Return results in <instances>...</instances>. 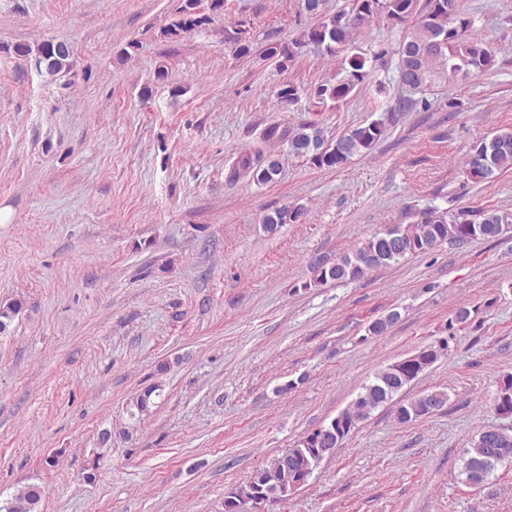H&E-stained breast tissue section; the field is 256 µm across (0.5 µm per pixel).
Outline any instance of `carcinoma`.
<instances>
[{
	"instance_id": "obj_1",
	"label": "carcinoma",
	"mask_w": 512,
	"mask_h": 512,
	"mask_svg": "<svg viewBox=\"0 0 512 512\" xmlns=\"http://www.w3.org/2000/svg\"><path fill=\"white\" fill-rule=\"evenodd\" d=\"M324 0H305L309 14L318 22L305 28L300 36L288 44L269 43L264 56L276 60L282 68L312 48L320 55L339 58L336 77L322 81L310 89L309 95L318 102L339 104L358 87L371 82L381 96L386 87L373 79L374 70L367 67L365 50L356 44L355 32L375 17L384 18L391 26L404 30L395 53L397 68L411 70L415 84L412 92L422 93L435 84L462 82L488 71L495 60L494 50L486 43L469 36L472 20L463 9L461 0H352L348 13L329 15L324 12ZM198 0H182L181 19L161 32L172 38L182 32L192 31L205 24L206 18L197 12ZM3 50L32 61L36 70L50 78L67 73L72 68V56L60 51L59 42L47 40L33 48L26 44L5 46ZM385 133L384 123L374 120L352 128L336 138H328L324 130L314 124L302 125L292 130H279V126L267 128L263 139L285 141L288 154L303 158L318 168L338 169L354 157L366 155L376 146ZM512 168V128L505 127L490 136L472 143L467 153L463 174L475 183L490 182L497 174ZM281 162L275 154H241L231 167V176L250 175L259 184H266L280 173ZM304 215L298 205L274 209L263 220L267 232L274 233L281 224L296 223ZM512 233V214L490 211L479 222L464 217H448L435 209L420 212L413 224H396L367 239L350 254L336 259L330 267L317 268L316 282L355 281L365 273L387 268L408 255L428 253L440 241L456 242L474 235L477 239L493 240ZM21 304L12 302L0 305V335L9 333L14 317ZM400 314L388 313L369 326L374 336L384 334L396 323ZM447 344L430 345L417 352L407 363L398 361L388 364L374 374V379L363 387L354 403L340 412L329 423L304 435L290 449L293 462L288 472L276 468L274 461L256 469L238 494L225 501L224 512H240L237 501L244 498H269L274 501L288 499L290 483L307 484L305 468L313 456L327 447V431L338 430V438L332 447H339L375 409L391 403L424 371L442 355ZM160 396L159 387L153 386L138 395L133 408L143 415L148 413L152 396ZM448 402L444 390H431L420 397L401 404L397 418L407 423L429 416ZM495 411L512 417V373L505 375L493 399ZM465 480L468 484H484L498 466L512 462V434L497 427L482 429L464 449ZM41 487L28 485L21 488L0 512H39Z\"/></svg>"
}]
</instances>
